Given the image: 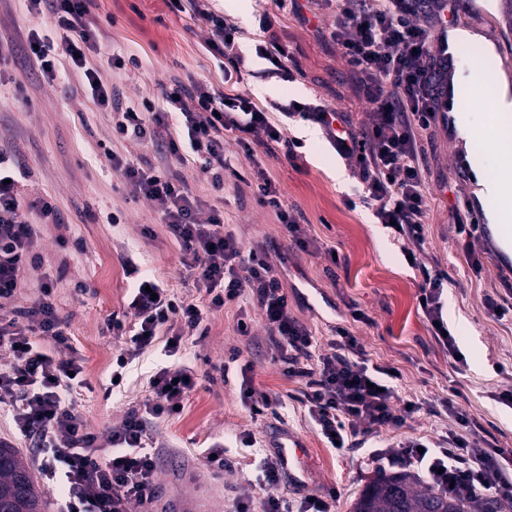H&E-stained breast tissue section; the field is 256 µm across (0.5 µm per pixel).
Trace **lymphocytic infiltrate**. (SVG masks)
Listing matches in <instances>:
<instances>
[{
    "instance_id": "obj_1",
    "label": "lymphocytic infiltrate",
    "mask_w": 512,
    "mask_h": 512,
    "mask_svg": "<svg viewBox=\"0 0 512 512\" xmlns=\"http://www.w3.org/2000/svg\"><path fill=\"white\" fill-rule=\"evenodd\" d=\"M26 2L29 14L51 24L47 32L31 31L26 66L61 85L69 72H79L93 103L111 113L117 138L151 147L164 158H192L217 188L223 187L225 177L238 175L224 154L225 133L264 132L288 160L297 159L299 141L284 137L267 108L239 93L176 82L164 90L161 102H125L121 91L89 61L99 53L100 42L88 16V0ZM313 2L334 14L329 38L353 68L358 95L369 112L358 126L324 105L292 102L284 115L322 129L337 154L352 162L363 206L378 223H396L403 254L419 256L430 212L419 133L445 118L441 97L453 59L434 52L432 35L447 0ZM177 9L209 26L210 48L225 82L241 76V60L231 43L237 27L209 10L206 0H178ZM113 166L168 224L210 308L244 298L255 301L277 362L284 375L304 384V404L327 443L343 448L366 444L381 432L401 428L420 410V403L413 401L395 409L391 387L376 391L380 376L394 379L398 372L371 363L348 329L337 328L331 352L315 354V338L290 313L264 248L244 247L235 234L225 231L223 211L203 208L186 183L168 170L132 157L114 160ZM26 175L14 154L0 150V301L18 294L22 271L41 269L39 224L57 218L45 199H24L20 186ZM253 177L258 203L274 211L293 247L307 250L308 241L282 203L274 180L260 168ZM127 268L137 277L128 304L135 322L128 326L117 316L110 322L113 335L126 339L112 367L118 380L124 379L129 363L155 345L160 330L170 334L171 342L164 347L169 357L182 353L185 337L202 339L208 334L204 309L185 302L155 278L140 275L135 262H128ZM444 282L442 273H424L421 310L434 336L454 357L458 350L445 333L442 316ZM68 326L57 306L56 286L46 277L40 278L36 296L26 305L0 313V354L10 359L0 368V416H7L15 437L32 448L43 482L55 492L56 512H128L130 504H152L159 462L148 449V426L183 404L197 386L195 373L186 362L159 368L150 376L139 408L128 411L120 426L98 434L76 409L77 391L86 385L82 360L58 359L47 351L51 344L66 345ZM454 418L455 429L436 440L400 442L398 458L419 468L427 486L442 493L511 496L512 449L488 447L466 414L458 411Z\"/></svg>"
}]
</instances>
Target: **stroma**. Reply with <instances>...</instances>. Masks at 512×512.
<instances>
[{
    "label": "stroma",
    "mask_w": 512,
    "mask_h": 512,
    "mask_svg": "<svg viewBox=\"0 0 512 512\" xmlns=\"http://www.w3.org/2000/svg\"><path fill=\"white\" fill-rule=\"evenodd\" d=\"M209 8L240 30L236 52L242 59L238 89L256 104H287L297 100L346 112L354 123L365 120L368 104L356 91L355 79L341 50L325 36L333 14L315 10L304 0L301 13L277 11L272 0H209ZM102 54L94 63L116 83L125 99L161 100L174 82L204 83L223 90L224 76L208 51L205 23L176 11L171 0H92ZM273 13L274 29L287 44L298 70L293 78L268 76L270 64L255 54L261 32L257 18ZM456 28L472 33L481 56L456 62L452 73L460 85V114L420 135L427 157L426 186L431 211L420 259L432 272L447 275L442 295L443 316L464 356L454 362L433 336L419 306L422 275L408 265L391 229L376 222L371 211L358 206L352 166L336 155L326 139L303 143L297 160L280 147L254 146L245 152L234 133H226L224 151L239 172L217 189L192 161L161 160L153 149L112 139V115L99 110L77 73L69 75V90L33 74L19 59L0 62V149L21 158L28 174L21 187L25 198H43L54 205L62 223L41 230L42 270L57 281L59 306L69 321L68 344L54 348L59 358L83 360L88 383L77 409L90 429L104 432L119 426L127 412L146 395V380L164 361L159 349L145 352L129 367L122 393L108 397L104 388L112 373V358L124 343L112 335V315L127 310L131 284L123 261L133 258L186 302L206 306L182 263L181 251L152 204L137 197L112 167V156L144 157L166 165L185 180L205 206L223 210L224 228L244 244L265 246L267 259L288 295L293 316L312 330L317 353L330 349L333 328L343 324L356 336L373 363L398 369L394 406L408 400L433 404L397 431L383 432L379 441L436 439L454 428L455 420L441 402L453 398L489 446L512 448V406L500 402L512 389V318L493 316L487 297L512 293V248L498 237L474 235L473 249L482 268L473 271L459 245L452 219L457 199L469 200L474 213L489 221L494 202L481 194L476 168H490L499 158L493 145L512 133V111L494 109L493 96L464 85L476 67L487 70L495 85L512 92V29L501 16V0H460ZM46 24L30 15L25 0H0V39L23 46L31 31ZM135 51L140 68L114 69L112 53ZM265 87L257 95V87ZM468 118L474 141L459 130ZM265 169L280 197L292 209L314 246L293 248L290 236L270 209L257 202L255 186L246 185L255 168ZM117 213L111 224L107 214ZM336 249L338 261L328 251ZM358 309L362 320H353ZM246 319L251 333L239 335L237 322ZM204 340L186 338L185 354L198 384L178 414L154 424L150 435L160 446L157 479L162 487L154 512H230L235 499L260 502L261 467L250 448H228L223 473L213 475L201 464V453L219 436L255 434L275 443L298 435L305 444L306 475L301 490L277 488V495L337 492L336 512H351L365 486L382 471L397 473L406 466L386 467L365 449L326 447L314 429L302 401L301 386L289 380L268 340L256 305L243 300L209 310ZM251 364L256 393H276L288 410L283 420L252 414L240 397V367Z\"/></svg>",
    "instance_id": "obj_1"
}]
</instances>
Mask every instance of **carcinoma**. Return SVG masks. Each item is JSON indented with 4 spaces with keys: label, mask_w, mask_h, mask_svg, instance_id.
<instances>
[{
    "label": "carcinoma",
    "mask_w": 512,
    "mask_h": 512,
    "mask_svg": "<svg viewBox=\"0 0 512 512\" xmlns=\"http://www.w3.org/2000/svg\"><path fill=\"white\" fill-rule=\"evenodd\" d=\"M29 467L14 448L0 447V512H45ZM352 512H498L494 503L420 488L408 473L382 475L354 503Z\"/></svg>",
    "instance_id": "1"
}]
</instances>
